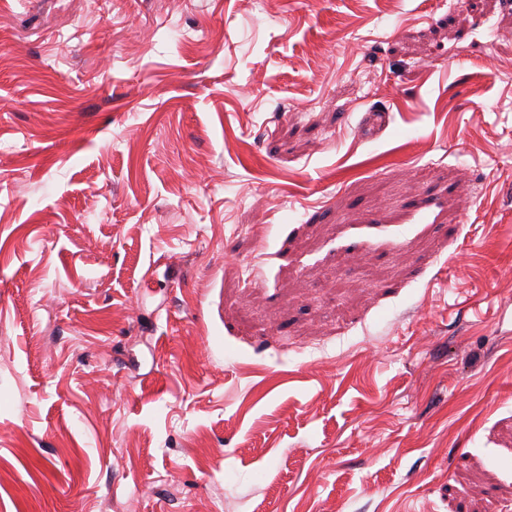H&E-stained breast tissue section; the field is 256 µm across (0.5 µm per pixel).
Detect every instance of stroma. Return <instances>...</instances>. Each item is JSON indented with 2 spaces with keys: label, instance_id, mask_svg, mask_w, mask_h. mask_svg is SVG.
I'll list each match as a JSON object with an SVG mask.
<instances>
[{
  "label": "stroma",
  "instance_id": "35a3bbf8",
  "mask_svg": "<svg viewBox=\"0 0 512 512\" xmlns=\"http://www.w3.org/2000/svg\"><path fill=\"white\" fill-rule=\"evenodd\" d=\"M0 512H512V0H0Z\"/></svg>",
  "mask_w": 512,
  "mask_h": 512
}]
</instances>
